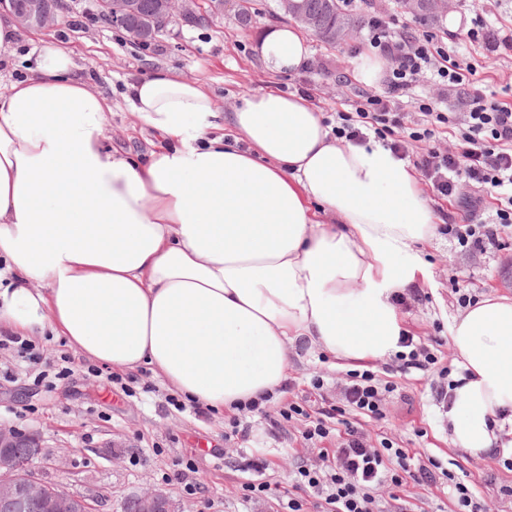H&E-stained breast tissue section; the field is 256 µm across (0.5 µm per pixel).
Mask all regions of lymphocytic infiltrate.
<instances>
[{
  "mask_svg": "<svg viewBox=\"0 0 512 512\" xmlns=\"http://www.w3.org/2000/svg\"><path fill=\"white\" fill-rule=\"evenodd\" d=\"M366 2L342 0L347 10L367 12L369 45L385 63L386 89L380 94L362 92L354 111L338 113L336 137L361 145L381 140L396 158L420 172L437 197L454 199L468 215L476 214L486 196L502 195L494 222L438 227L465 252L497 247L500 230L512 226V105L484 94L473 72L451 58L442 35L412 29L409 21L378 7L367 8ZM429 73L442 86L463 89L466 110L456 116L421 99L416 103L421 118L416 127H408L404 99ZM443 131L456 140L457 151L440 146ZM396 389L394 382L379 379L368 366L347 371L340 404L315 415L302 402L271 409L267 395L245 403L246 411L263 415L270 424L301 422L309 447L318 448L331 437L337 441L334 453L320 451L319 464L298 467L288 512H377L375 493L381 486L399 487L410 480L434 486L442 479L452 492L454 512H483L473 484L441 470L439 463H413L405 450L389 441L377 448L369 445L363 423L383 419V404ZM308 488L317 493L316 502L302 497Z\"/></svg>",
  "mask_w": 512,
  "mask_h": 512,
  "instance_id": "lymphocytic-infiltrate-1",
  "label": "lymphocytic infiltrate"
}]
</instances>
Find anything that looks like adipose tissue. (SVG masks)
<instances>
[{
    "instance_id": "1",
    "label": "adipose tissue",
    "mask_w": 512,
    "mask_h": 512,
    "mask_svg": "<svg viewBox=\"0 0 512 512\" xmlns=\"http://www.w3.org/2000/svg\"><path fill=\"white\" fill-rule=\"evenodd\" d=\"M256 50L274 72L307 58L288 26ZM26 62L0 82V330L52 331L229 412L275 393L297 343L351 362L397 351L393 298L437 221L408 163L331 137L298 95L227 114L164 68L122 94L165 140L140 159L107 145L112 101L73 54L47 44ZM450 345L455 445L512 449V296L465 310Z\"/></svg>"
}]
</instances>
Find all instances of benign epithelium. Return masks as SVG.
<instances>
[{
    "label": "benign epithelium",
    "mask_w": 512,
    "mask_h": 512,
    "mask_svg": "<svg viewBox=\"0 0 512 512\" xmlns=\"http://www.w3.org/2000/svg\"><path fill=\"white\" fill-rule=\"evenodd\" d=\"M100 12L109 20L118 22L136 12V0H98ZM62 2L51 5L48 0H0V13H7L17 26L42 29L50 25ZM284 13L306 28L313 27L312 19L300 10L298 0H280ZM224 10V0H156L154 15L145 23L143 34L162 30L174 17L199 20L206 14ZM18 430L0 424V505L19 512L26 503L39 497L47 484L35 476V464L41 454L38 436L28 435V455L17 458L11 454ZM141 512H171V498L166 492L151 490L138 497ZM87 501L71 492L61 493L52 512H80Z\"/></svg>",
    "instance_id": "obj_1"
}]
</instances>
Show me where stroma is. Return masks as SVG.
I'll return each instance as SVG.
<instances>
[{"label":"stroma","instance_id":"obj_1","mask_svg":"<svg viewBox=\"0 0 512 512\" xmlns=\"http://www.w3.org/2000/svg\"><path fill=\"white\" fill-rule=\"evenodd\" d=\"M62 2L43 33L70 47L85 66L84 77L111 97L107 141L136 157L148 156L157 138L141 128L124 106L121 93L125 83L159 67L204 81L225 113L255 94L270 90L294 94L299 88L313 87L315 107L332 121L337 112L351 111L363 87L355 75L353 49L367 39L364 29L333 46L302 31L308 50L304 66L294 72L266 67L253 47L266 27L287 24L278 0H251L253 16L246 24L239 17L241 0H225L223 13L202 22L176 21L147 46L107 22L96 0ZM453 15L463 32L476 21L512 24V0H466ZM448 51L476 70L487 93L512 103V54L490 58L473 45L453 40ZM500 239L501 248L476 256L452 250L440 235L413 246L423 270L412 285L426 298L400 317L407 334L441 337V344L432 351L439 366L451 374H458L459 367L447 329L464 310L456 289H467L480 299L512 295V227L502 229ZM34 345L42 356L37 364L16 358L10 348H0V424L38 433L40 478L85 497L94 512H123L128 498L153 488L171 492L175 512H286L283 498L244 499L242 482L266 481L287 490L297 467L317 459V451L307 447L301 436V423L285 422L276 428L250 413L246 421L260 439L267 460L265 470L255 471L250 466L251 443L224 439L229 413L213 409L200 413L190 407L179 412L167 407L165 399L172 390L151 372L139 379L140 384L151 385V392L126 395L110 383V368L83 356L65 337L49 334L35 339ZM66 357L72 361L71 376L49 386L47 374ZM382 364L379 377L395 382L398 389L387 400L384 419L367 426L371 444L385 436L415 457L433 458L445 467L457 464L474 481L486 512H512V499L500 493L501 486L512 485V471L497 459L471 458L456 449L431 391L430 372H401L392 357ZM352 367V362L298 345L291 354L288 389L277 393L275 400L285 403L309 397L310 381L319 376L325 382L324 399L334 403L336 384ZM190 460L196 463L192 473L185 470ZM181 473L199 486V493H182L177 485ZM376 499L381 512H450L452 507L447 488L411 482L398 489L382 487Z\"/></svg>","mask_w":512,"mask_h":512}]
</instances>
